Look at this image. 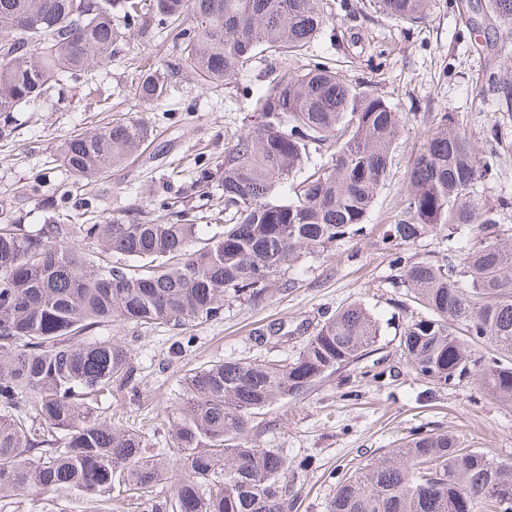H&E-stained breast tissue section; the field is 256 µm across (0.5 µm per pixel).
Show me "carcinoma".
Listing matches in <instances>:
<instances>
[{"label":"carcinoma","mask_w":512,"mask_h":512,"mask_svg":"<svg viewBox=\"0 0 512 512\" xmlns=\"http://www.w3.org/2000/svg\"><path fill=\"white\" fill-rule=\"evenodd\" d=\"M372 2L413 26L434 0ZM461 7L486 30L512 33V0ZM22 16L31 23L25 35ZM147 16L178 41L166 69H143L133 85L148 105L184 69L207 88L264 52L300 55L329 21L323 0H0V115L33 109L111 62L127 36L149 34ZM490 86L498 110L512 116V71L490 76ZM253 112L219 164L227 215L205 216L204 239L200 225L167 222L143 204L98 220L69 204V189L52 200L56 221L38 230L0 219V501L18 493L104 501L123 488L140 512L292 506L288 474L313 460L293 465L279 449L255 445L252 416L370 353L381 329L362 304L336 310L288 362L224 360L190 373L169 428L184 470L175 480L170 460L146 455L137 430L92 406L133 380L127 349L97 335L112 319L184 332L220 315L227 297L264 300L301 255L362 231L401 133L391 103L319 60L293 76L270 71ZM152 142L146 122L121 113L69 136L54 162L90 185ZM497 161L494 149L478 157L466 130L443 113L414 155L411 191L389 239L413 245L442 229L455 243L437 260L395 259L393 285L410 308L399 350L415 378L440 388L472 381L512 405V226L500 222L512 198L476 201ZM115 256L125 263L113 264ZM169 479L170 491H158ZM328 512H512V461L446 432L418 433L342 477Z\"/></svg>","instance_id":"cac0c4a2"}]
</instances>
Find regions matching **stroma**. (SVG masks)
Listing matches in <instances>:
<instances>
[{
    "instance_id": "obj_1",
    "label": "stroma",
    "mask_w": 512,
    "mask_h": 512,
    "mask_svg": "<svg viewBox=\"0 0 512 512\" xmlns=\"http://www.w3.org/2000/svg\"><path fill=\"white\" fill-rule=\"evenodd\" d=\"M327 13L329 23L304 54L274 63L256 57L247 69L210 90L179 73L171 95L153 106L134 98L130 86L143 59L167 60L174 49L161 29L148 40L131 37L111 63L91 69L76 84L44 100L38 111L13 113L11 135L0 139V213L38 229L54 214L47 198L71 181L68 173L54 168L53 152L74 131L106 126L113 113L102 111L106 101L113 111L147 122L155 140L133 161L114 167L108 178L76 193V200L87 201L99 216L143 201L181 200L199 214L223 209L218 184L202 196L195 189L196 179L202 168H215L225 149L251 126L253 102L267 85L271 65L295 75L309 62L326 59L349 79L372 84L400 112L403 129L389 176L360 237L301 258L291 286L273 290L262 303L244 298L225 302L221 318L195 327L196 341L189 350H179V335L163 324L115 320L99 330L130 351L135 379L102 398L98 414L115 425L139 429L151 453L172 459L176 453L169 422L191 370L218 360L292 357L306 340L302 326L316 325L350 302H362L381 325L373 352L307 395L276 402L252 418L259 447L281 449L292 461L310 457L316 462L294 484L292 512H327L336 490L330 471L365 465L419 428L443 431L458 436L465 447L512 459V406L481 397L469 385L425 390L401 358L397 338L404 321L391 285L397 270L393 249L383 242L411 190V158L427 132L436 128L440 113L463 123L482 155L493 146L491 128H498L510 151L484 179L480 200L490 205L500 195H512V119L497 112L483 83L486 67H512V35L497 36L508 53L484 49L483 38L473 34L454 0H434L428 21L410 28L376 13L364 0H327ZM272 324L282 325V333L267 335ZM382 369L386 377L372 379V372ZM0 512L137 510L133 497L123 492L102 505L77 496L38 499L20 494Z\"/></svg>"
}]
</instances>
